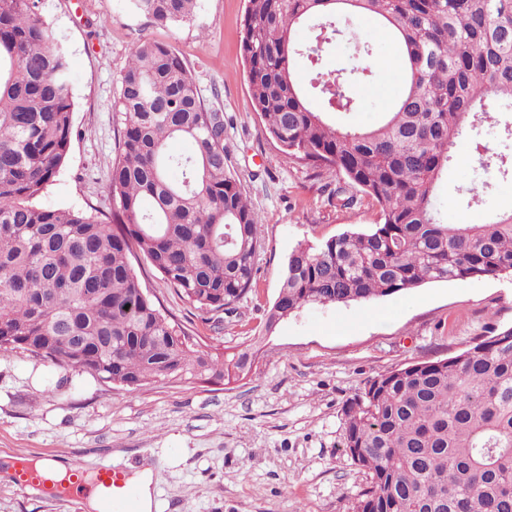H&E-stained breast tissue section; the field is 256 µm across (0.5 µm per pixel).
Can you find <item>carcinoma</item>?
I'll return each instance as SVG.
<instances>
[{"label": "carcinoma", "mask_w": 512, "mask_h": 512, "mask_svg": "<svg viewBox=\"0 0 512 512\" xmlns=\"http://www.w3.org/2000/svg\"><path fill=\"white\" fill-rule=\"evenodd\" d=\"M198 0H131L161 27ZM359 14L401 54L403 91L371 127L353 112L357 64H318ZM318 20L315 43L297 31ZM250 110L285 159L343 183L327 200L371 199L379 221L288 256L259 334L202 350L143 288L131 258L151 266L196 309L237 314L254 291L263 219L228 165L224 113L206 107L164 42L130 49L114 106L124 117L111 187L112 222L32 200L67 161L74 89L39 0H0V349L66 372L138 388L155 381L230 385L256 373L276 326L306 306L347 305L431 282L512 274V210L482 224H444L435 191L491 104L512 103V0H248L241 35ZM297 55L312 62L307 85ZM180 141L188 151L176 153ZM500 175L504 156L479 155ZM343 447L368 481L351 512H512V326L443 360L367 380L342 408Z\"/></svg>", "instance_id": "obj_1"}]
</instances>
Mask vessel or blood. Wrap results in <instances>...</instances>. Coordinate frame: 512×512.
Returning <instances> with one entry per match:
<instances>
[{
  "instance_id": "b4317fda",
  "label": "vessel or blood",
  "mask_w": 512,
  "mask_h": 512,
  "mask_svg": "<svg viewBox=\"0 0 512 512\" xmlns=\"http://www.w3.org/2000/svg\"><path fill=\"white\" fill-rule=\"evenodd\" d=\"M46 481L42 471L28 465L16 469L12 477L14 487L22 493L44 487ZM67 481L63 499L92 493L101 500L106 512H142L141 491L126 470L103 466L90 474L82 464L75 463L68 470Z\"/></svg>"
}]
</instances>
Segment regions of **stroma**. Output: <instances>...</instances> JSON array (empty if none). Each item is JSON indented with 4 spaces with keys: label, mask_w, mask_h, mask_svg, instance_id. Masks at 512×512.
Listing matches in <instances>:
<instances>
[{
    "label": "stroma",
    "mask_w": 512,
    "mask_h": 512,
    "mask_svg": "<svg viewBox=\"0 0 512 512\" xmlns=\"http://www.w3.org/2000/svg\"><path fill=\"white\" fill-rule=\"evenodd\" d=\"M247 0H198L191 20L160 28L128 0H41L74 83L69 157L37 197L56 208L113 209L110 188L123 117L114 107L129 50L141 39L169 43L200 86L206 106L224 114L227 164L261 213L257 291L221 319L196 310L145 261L133 267L166 313L205 344L232 347L257 332L274 302L293 247L349 227L368 228L378 209H341L325 184L286 162L249 108L240 49ZM374 37L376 22L351 23ZM373 68L357 87L358 109L337 124H375L402 90L400 50L374 37ZM442 221L478 224L512 209V176L484 174L471 143L460 146L438 190ZM512 326V274L422 287L346 306H310L280 324L256 373L224 389L158 381L129 389L65 372L0 349V464L47 460L112 463L135 472L150 458L153 512H349L365 482L343 447L342 407L375 376L409 362L453 357L496 329ZM0 512H86L81 502L18 492L0 477Z\"/></svg>",
    "instance_id": "obj_1"
}]
</instances>
